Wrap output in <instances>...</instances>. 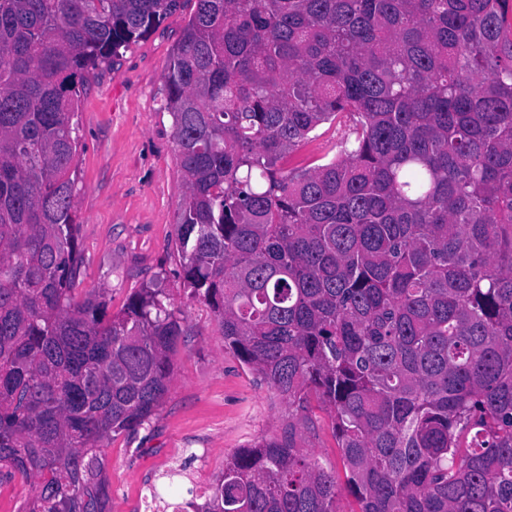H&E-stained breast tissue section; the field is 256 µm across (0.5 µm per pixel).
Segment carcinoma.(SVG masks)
Wrapping results in <instances>:
<instances>
[{
    "label": "carcinoma",
    "mask_w": 512,
    "mask_h": 512,
    "mask_svg": "<svg viewBox=\"0 0 512 512\" xmlns=\"http://www.w3.org/2000/svg\"><path fill=\"white\" fill-rule=\"evenodd\" d=\"M187 0H0V482L108 512L168 392L154 282L75 301L89 73ZM163 74L179 276L288 404L195 512H512V0H194ZM328 161L290 166L325 123ZM342 472L300 446L311 398Z\"/></svg>",
    "instance_id": "carcinoma-1"
}]
</instances>
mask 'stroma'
<instances>
[{
    "instance_id": "35a3bbf8",
    "label": "stroma",
    "mask_w": 512,
    "mask_h": 512,
    "mask_svg": "<svg viewBox=\"0 0 512 512\" xmlns=\"http://www.w3.org/2000/svg\"><path fill=\"white\" fill-rule=\"evenodd\" d=\"M193 9L186 0L147 37L93 70L77 112L84 265L73 295L80 301L106 290L108 310L116 313L158 277L184 329L162 404L136 435L115 436L104 450L110 512H142L153 488L165 512L185 500L193 477L214 482L226 458L288 425L287 404L225 350L214 313L190 298L178 276L175 221L184 185L172 117L160 105L162 73ZM313 414L304 445L324 467L339 468L330 420L322 409Z\"/></svg>"
}]
</instances>
